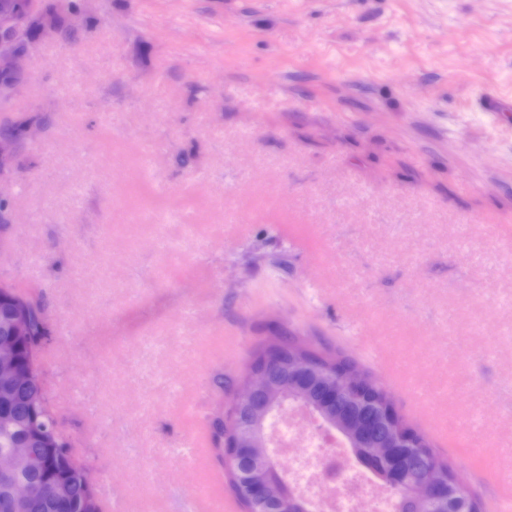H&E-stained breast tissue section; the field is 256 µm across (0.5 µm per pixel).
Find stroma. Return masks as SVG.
<instances>
[{
  "mask_svg": "<svg viewBox=\"0 0 512 512\" xmlns=\"http://www.w3.org/2000/svg\"><path fill=\"white\" fill-rule=\"evenodd\" d=\"M83 3L0 105L37 128L0 284L46 311L44 395L102 512H243L214 426L274 332L348 355L512 512V0ZM347 454L277 461L372 501Z\"/></svg>",
  "mask_w": 512,
  "mask_h": 512,
  "instance_id": "35a3bbf8",
  "label": "stroma"
}]
</instances>
